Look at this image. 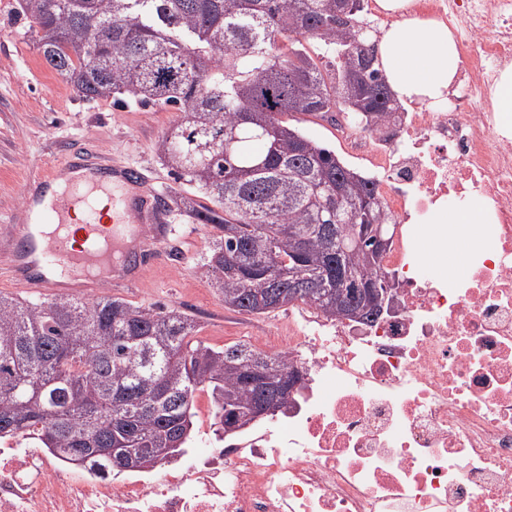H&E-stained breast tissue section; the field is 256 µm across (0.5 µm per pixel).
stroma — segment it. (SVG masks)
Here are the masks:
<instances>
[{"label":"stroma","instance_id":"1","mask_svg":"<svg viewBox=\"0 0 512 512\" xmlns=\"http://www.w3.org/2000/svg\"><path fill=\"white\" fill-rule=\"evenodd\" d=\"M25 31L16 0H0V218L17 213L21 187L32 171L58 164L70 148L86 142L113 159L146 169L158 195L177 189L158 144L180 121V112L78 98L73 87L44 64ZM300 126L348 165L370 174L367 158L340 135L336 124L305 116ZM169 226L168 256L145 283L137 288H102L98 297L119 298L134 306L181 308L195 319L198 339L215 347L257 342L284 323L281 311L251 316L225 307L202 268L214 236L210 226L197 223L183 210L170 212Z\"/></svg>","mask_w":512,"mask_h":512}]
</instances>
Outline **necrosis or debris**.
Returning a JSON list of instances; mask_svg holds the SVG:
<instances>
[{
	"label": "necrosis or debris",
	"instance_id": "1",
	"mask_svg": "<svg viewBox=\"0 0 512 512\" xmlns=\"http://www.w3.org/2000/svg\"><path fill=\"white\" fill-rule=\"evenodd\" d=\"M390 28L434 21L457 73L399 123L338 128L369 155L394 223L385 268L394 314L346 322L288 310L276 344L304 374L286 412L198 445L179 467L113 476L27 446H0V512H512V116L493 102L512 66V0H363ZM483 217L454 276L445 211Z\"/></svg>",
	"mask_w": 512,
	"mask_h": 512
}]
</instances>
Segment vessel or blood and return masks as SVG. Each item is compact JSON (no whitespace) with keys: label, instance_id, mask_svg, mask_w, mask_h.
Instances as JSON below:
<instances>
[{"label":"vessel or blood","instance_id":"vessel-or-blood-1","mask_svg":"<svg viewBox=\"0 0 512 512\" xmlns=\"http://www.w3.org/2000/svg\"><path fill=\"white\" fill-rule=\"evenodd\" d=\"M22 210L0 229V278L39 298L132 285L143 271L132 238H154V263L167 236L148 176L90 144L70 150L64 167L33 171Z\"/></svg>","mask_w":512,"mask_h":512}]
</instances>
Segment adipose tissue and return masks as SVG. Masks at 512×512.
I'll return each instance as SVG.
<instances>
[{"label": "adipose tissue", "instance_id": "1", "mask_svg": "<svg viewBox=\"0 0 512 512\" xmlns=\"http://www.w3.org/2000/svg\"><path fill=\"white\" fill-rule=\"evenodd\" d=\"M380 49L387 80L401 97H439L458 69L454 35L438 24L394 25L384 33Z\"/></svg>", "mask_w": 512, "mask_h": 512}]
</instances>
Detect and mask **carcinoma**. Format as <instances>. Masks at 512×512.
<instances>
[{
	"mask_svg": "<svg viewBox=\"0 0 512 512\" xmlns=\"http://www.w3.org/2000/svg\"><path fill=\"white\" fill-rule=\"evenodd\" d=\"M17 0L44 62L88 102L169 106L181 121L158 149L176 180L205 195L184 208L219 231L203 267L224 306L268 315L305 303L339 318L336 271L360 282L388 277L370 237H392L376 182L285 120H336L346 111L379 128L400 99L382 68L379 40L359 19L360 0ZM318 41L334 73L300 39ZM299 253L298 287L270 288L265 271ZM361 322L383 316L358 301ZM176 307L118 298L59 296L21 302L0 295V439L33 436L70 461L114 470L112 449L184 452L196 393H208L214 435L226 409L265 398L245 373L292 371L285 356L247 343L214 347ZM81 448H99L82 456Z\"/></svg>",
	"mask_w": 512,
	"mask_h": 512,
	"instance_id": "1",
	"label": "carcinoma"
}]
</instances>
